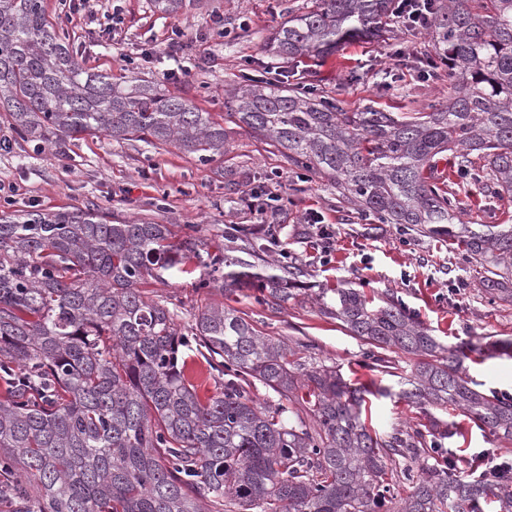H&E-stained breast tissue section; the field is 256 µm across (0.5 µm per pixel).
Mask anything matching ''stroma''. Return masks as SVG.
Here are the masks:
<instances>
[{
  "instance_id": "35a3bbf8",
  "label": "stroma",
  "mask_w": 512,
  "mask_h": 512,
  "mask_svg": "<svg viewBox=\"0 0 512 512\" xmlns=\"http://www.w3.org/2000/svg\"><path fill=\"white\" fill-rule=\"evenodd\" d=\"M308 0H193L179 17L154 12L150 0H111L109 7L73 15L58 0H43L78 62L121 82L137 77L185 98L214 120L228 124L226 89L274 61L264 44L289 12ZM184 35L170 45L172 26ZM387 38L344 46L323 62L300 58L296 71L317 84L346 111L371 106L385 112H427L448 93L447 79L426 80L416 69L427 51L428 33L390 19ZM0 211L47 212L90 207L120 220L171 225L181 234L195 225L200 240L223 235L229 225L261 230L264 216L252 194L266 188L285 196L279 232L285 258L303 267L308 288L273 309L247 295L205 293L203 268L146 285L147 296L166 297L186 326L198 307L224 302L263 332L288 344L310 342L320 361L339 366L344 378L367 389L362 419L378 433L395 428L450 430L445 445L464 461L499 449L512 456V443L499 442L458 410L424 413L396 397L375 395L378 386H396L410 375L415 359L388 351L392 368L361 364L363 341L351 336L315 300L323 288L347 286L380 301L394 296L448 348L467 347L464 365L483 392L512 396V357L490 354L486 338L512 340V298L495 297L480 284L479 267L468 263L448 238L420 233L402 224H378L339 198L321 175L300 170L258 136L232 128L222 158L204 162L172 145L153 147L104 133L65 140L59 148L36 150L23 142L0 113ZM482 178L457 180L467 224H512V198L487 192Z\"/></svg>"
}]
</instances>
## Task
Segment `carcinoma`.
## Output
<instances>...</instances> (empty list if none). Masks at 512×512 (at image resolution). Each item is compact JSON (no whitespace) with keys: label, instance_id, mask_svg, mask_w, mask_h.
<instances>
[{"label":"carcinoma","instance_id":"cac0c4a2","mask_svg":"<svg viewBox=\"0 0 512 512\" xmlns=\"http://www.w3.org/2000/svg\"><path fill=\"white\" fill-rule=\"evenodd\" d=\"M177 17L187 0H151ZM433 77L448 71V97L431 112H347L316 89L260 77L224 100L245 132L269 141L295 167L334 182L339 195L380 224L445 234L483 269L486 291L512 295V224L461 235L460 201L441 178L450 157L463 173L472 153L487 162L497 193L512 195V0H434ZM395 0H311L270 37L285 64L323 58L374 38ZM0 111L24 141L58 145L86 133L173 144L203 160L224 156L228 131L188 100L154 84L112 78L80 65L42 0H0ZM255 251L279 272L221 247L201 259V241L176 240L166 224L117 221L79 209L0 215V498L11 512H380L388 466H402L410 494L394 512H512V476L466 480L448 459L416 461L424 432L372 433L360 389L310 351L299 353L222 303L178 328L166 300L141 285L208 269L201 289L254 292L281 307L303 275L275 262L278 230ZM317 299L346 330L379 351L420 357L397 396L419 406L457 407L498 439L512 440V397L482 393L399 300L375 306L356 288ZM200 358L220 391L200 396L187 359ZM278 395L262 404L253 389ZM313 418L309 424L295 408Z\"/></svg>","mask_w":512,"mask_h":512}]
</instances>
